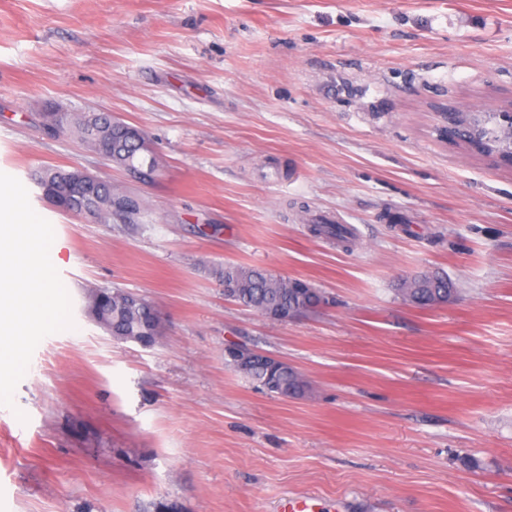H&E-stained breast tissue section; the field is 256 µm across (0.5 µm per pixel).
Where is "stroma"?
<instances>
[{
  "label": "stroma",
  "mask_w": 512,
  "mask_h": 512,
  "mask_svg": "<svg viewBox=\"0 0 512 512\" xmlns=\"http://www.w3.org/2000/svg\"><path fill=\"white\" fill-rule=\"evenodd\" d=\"M509 103L512 0H0V172L53 226L74 322L0 405V512H512V168L434 112ZM49 107L136 127L158 179L47 136ZM48 165L124 208L60 213ZM229 263L328 302L270 321L225 297ZM435 270L453 301L406 303ZM93 289L150 300L159 341L103 331ZM233 345L307 393L257 388Z\"/></svg>",
  "instance_id": "35a3bbf8"
}]
</instances>
